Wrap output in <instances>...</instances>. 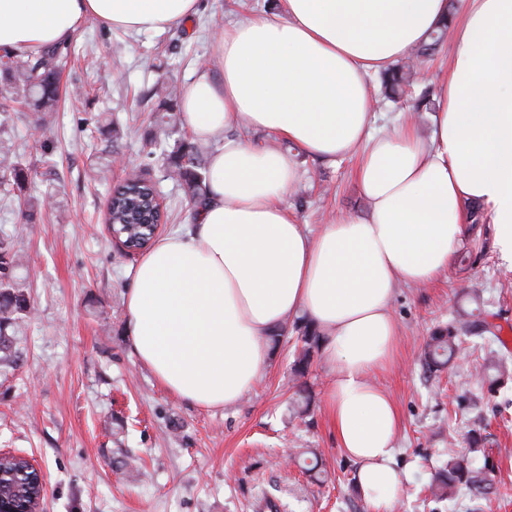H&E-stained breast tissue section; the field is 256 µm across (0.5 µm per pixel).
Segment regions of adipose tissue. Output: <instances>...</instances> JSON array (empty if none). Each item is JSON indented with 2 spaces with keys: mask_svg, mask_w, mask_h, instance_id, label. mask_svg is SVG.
I'll use <instances>...</instances> for the list:
<instances>
[{
  "mask_svg": "<svg viewBox=\"0 0 512 512\" xmlns=\"http://www.w3.org/2000/svg\"><path fill=\"white\" fill-rule=\"evenodd\" d=\"M281 0L225 26L222 78L200 71L181 104L195 140L231 131L210 155L206 203L185 230L158 239L125 294L133 353L169 393L202 410L238 403L269 360L268 336L306 317L331 374L324 406L372 512H392L400 414L374 378L399 354L392 312L402 285L446 273L482 204L500 259L512 266V0ZM197 0H0V48L71 41L94 17L129 31L186 24ZM449 23L453 53L434 127L374 134L367 79ZM238 128L290 143L256 146ZM357 156L365 214L311 235L281 200L298 181L295 153Z\"/></svg>",
  "mask_w": 512,
  "mask_h": 512,
  "instance_id": "ef3b65f1",
  "label": "adipose tissue"
}]
</instances>
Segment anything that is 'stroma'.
<instances>
[{
	"mask_svg": "<svg viewBox=\"0 0 512 512\" xmlns=\"http://www.w3.org/2000/svg\"><path fill=\"white\" fill-rule=\"evenodd\" d=\"M280 0H200L198 13L162 33H130L86 19L70 43L60 82L58 122L35 127L30 112L0 114V142L30 173L28 194L54 196V208L25 220L19 200L0 198V238L25 260L32 310L7 330L19 359L0 366V451L33 458L46 495L43 512H256L280 499L283 512H369L355 486L356 466L336 442L324 408L329 375L314 358L311 400L295 413L291 365L297 336L288 321L251 390L235 405L203 411L170 395L134 355L125 334L124 299L140 254L125 253L105 222L109 185L95 177L99 160L121 156L160 178L161 163L143 145L156 134L151 90L167 75L188 86L213 64L225 24L277 11ZM50 163H43L41 145ZM297 189L284 198L311 232L341 213L362 214L367 201L354 176L355 159L333 163L299 157ZM484 246L470 264L424 286L397 289L392 311L400 324L399 355L378 381L401 415L395 461L401 493L394 512H471L469 494L438 501L429 491L448 448L466 452L474 418L488 437L474 467H489L492 488L483 512H512V380L488 392L477 377L488 343L473 337L459 365L429 374L420 351L426 336L458 310L461 288L477 289L487 321L511 341L512 267L493 246L481 219L465 247ZM321 452V481L302 473L300 449ZM136 458L145 475L124 476Z\"/></svg>",
	"mask_w": 512,
	"mask_h": 512,
	"instance_id": "1",
	"label": "stroma"
}]
</instances>
